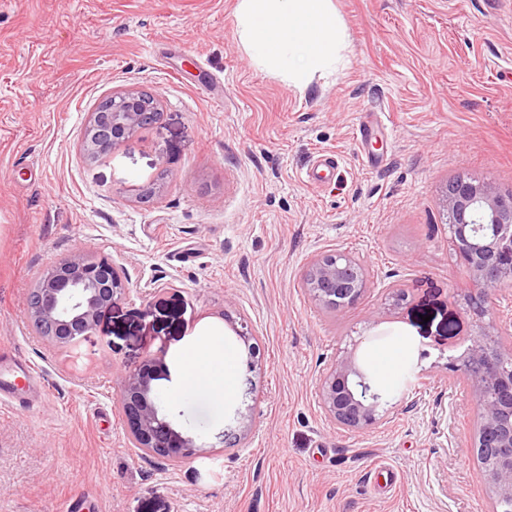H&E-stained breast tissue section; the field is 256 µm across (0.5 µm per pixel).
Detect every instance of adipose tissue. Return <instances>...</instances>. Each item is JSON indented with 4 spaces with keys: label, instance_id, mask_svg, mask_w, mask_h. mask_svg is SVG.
I'll list each match as a JSON object with an SVG mask.
<instances>
[{
    "label": "adipose tissue",
    "instance_id": "adipose-tissue-1",
    "mask_svg": "<svg viewBox=\"0 0 512 512\" xmlns=\"http://www.w3.org/2000/svg\"><path fill=\"white\" fill-rule=\"evenodd\" d=\"M236 16L238 38L251 57L300 89L335 65L345 43L332 0H238ZM183 365L189 391L218 404L232 395L234 353L218 341H200Z\"/></svg>",
    "mask_w": 512,
    "mask_h": 512
}]
</instances>
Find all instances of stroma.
Wrapping results in <instances>:
<instances>
[{
	"instance_id": "35a3bbf8",
	"label": "stroma",
	"mask_w": 512,
	"mask_h": 512,
	"mask_svg": "<svg viewBox=\"0 0 512 512\" xmlns=\"http://www.w3.org/2000/svg\"><path fill=\"white\" fill-rule=\"evenodd\" d=\"M236 3L0 0V346L41 378L28 409L0 403V512H65L80 494L94 512H488L478 403L446 368L477 327L442 196L458 176L512 190V0H333L343 62L302 90L249 58ZM128 88L159 119L86 161L90 112ZM325 153L340 167L310 186ZM79 249L116 259L130 292L73 357L33 333L26 297ZM336 249L368 272L342 312L302 285ZM205 338L236 355L220 406L185 391L182 355ZM159 351L154 386L204 442L176 464L132 447L119 402L125 372ZM346 351L388 402L361 432L316 396ZM418 369L426 383L407 389ZM244 402L251 429L223 447Z\"/></svg>"
}]
</instances>
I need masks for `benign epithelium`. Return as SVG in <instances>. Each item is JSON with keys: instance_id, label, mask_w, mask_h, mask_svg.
Instances as JSON below:
<instances>
[{"instance_id": "7a95c632", "label": "benign epithelium", "mask_w": 512, "mask_h": 512, "mask_svg": "<svg viewBox=\"0 0 512 512\" xmlns=\"http://www.w3.org/2000/svg\"><path fill=\"white\" fill-rule=\"evenodd\" d=\"M160 115L152 96L129 88L103 100L89 114L81 151L95 161L129 141ZM448 231L468 277L466 313L479 326L470 344L448 370L463 375L479 403L474 447L483 459L493 512L512 509V350L498 326L485 322L499 292L512 283V192L461 176L443 195ZM367 285L365 267L342 251L317 255L308 265L304 288L330 311L354 304ZM117 265L108 256L76 252L48 266L27 296L29 320L41 338L73 353L91 335L106 310L126 292ZM149 358L122 381L120 404L136 448L168 462L192 459L197 443L177 431L165 413L152 381ZM317 396L328 420L344 429L363 431L384 417L387 400L347 352L322 371ZM239 427L223 431L224 447L236 446L250 429L249 415L239 413Z\"/></svg>"}]
</instances>
